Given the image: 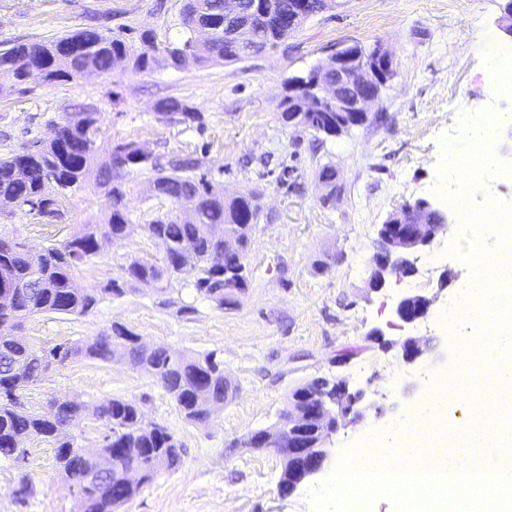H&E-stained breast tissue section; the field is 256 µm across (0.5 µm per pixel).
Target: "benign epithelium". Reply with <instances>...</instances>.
I'll list each match as a JSON object with an SVG mask.
<instances>
[{"label":"benign epithelium","mask_w":512,"mask_h":512,"mask_svg":"<svg viewBox=\"0 0 512 512\" xmlns=\"http://www.w3.org/2000/svg\"><path fill=\"white\" fill-rule=\"evenodd\" d=\"M327 67L336 69L337 76L354 78L361 84L377 80L385 86L395 76L390 59L372 65L352 45L332 53ZM377 98L376 94L356 95L345 105L346 97L338 92L336 111L366 112ZM411 208L418 215L414 223L406 222L401 212L395 210L378 229L369 279V288L375 292L384 288L393 276L415 273L419 256L432 246L445 225L452 223L451 215L431 199L420 198ZM433 304L434 298L411 293L400 298L395 313L404 323L412 324L426 318ZM429 351L428 346L415 338H407L400 344L401 358L407 363L421 360ZM296 390L294 402L288 405V415L276 425V432L266 430L258 438L259 447L273 448L288 460L290 492L322 470L329 459V435L349 424L367 420L376 408V403L364 400L362 392L350 391L345 379L330 391L308 383L297 386Z\"/></svg>","instance_id":"7a95c632"}]
</instances>
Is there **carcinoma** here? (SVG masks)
I'll use <instances>...</instances> for the list:
<instances>
[{
    "instance_id": "cac0c4a2",
    "label": "carcinoma",
    "mask_w": 512,
    "mask_h": 512,
    "mask_svg": "<svg viewBox=\"0 0 512 512\" xmlns=\"http://www.w3.org/2000/svg\"><path fill=\"white\" fill-rule=\"evenodd\" d=\"M183 37L159 49L154 35H141L140 46L96 27L39 43H15L0 49V78L17 88L37 71L47 84L69 80L87 72L108 73L121 63L144 72L165 63L181 67L192 60L204 64L238 61L259 53L295 33L306 19L327 8L328 0H307L303 18L290 19L298 0H238L251 13L233 18L225 12L227 0H182ZM284 83L278 102L283 122L301 112L304 125L316 131L336 118V104L314 97L311 86ZM159 119L170 124L202 125L201 113L177 99L157 106ZM98 113L68 112L57 124L56 135L46 143L34 142L0 155V211H20L32 219L52 223L62 218L67 191L97 165L95 188L104 191V222L84 224L67 239L47 247L33 258L15 244L0 239V290L14 292L9 311L0 310V459H15L16 443L30 438L48 439L56 448L61 474L69 487L93 485L83 512H118L158 473L176 469L183 457V442L166 428L144 420L132 399L112 398L86 403L68 398L51 401V411L24 407L23 391L42 381L55 366L75 357L108 362L118 356L151 376L193 424L211 421L224 407L229 385L216 354L196 356L163 347H146L140 337L121 324L81 345L56 344L52 359L42 358L15 337L24 321L45 314H86L106 295L121 297L136 283L160 287L167 295L162 304L177 316L194 307L172 296L174 281L189 275L196 292L224 309L236 304V292L247 288L246 265H231L224 258L228 243L238 245L245 259L252 229L259 220L253 191L232 198L214 191L209 173L190 156H173L166 163L143 161V151L131 141L112 144L106 159L96 155ZM150 176L156 198L171 204L146 224L131 219L126 198L129 182ZM326 189L324 202L336 198V171L329 165L318 170ZM142 232L162 252L161 262L132 258L121 279H112L99 294L75 288L72 271L100 254L115 239ZM89 415L108 428L100 452L82 455L67 435L79 417Z\"/></svg>"
}]
</instances>
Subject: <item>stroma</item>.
<instances>
[{
  "mask_svg": "<svg viewBox=\"0 0 512 512\" xmlns=\"http://www.w3.org/2000/svg\"><path fill=\"white\" fill-rule=\"evenodd\" d=\"M503 5L504 0H467L465 9L454 11L448 0H334L287 40L241 61L160 65L148 72L121 65L106 75L52 85L35 74L26 91H0V154L50 140L65 113L90 106L100 115L99 153L113 142L133 141L164 160L189 155L225 195L248 189L259 194L248 286L236 307L218 309L196 294L186 276L179 283L182 298L195 309L187 317L163 310L155 286L142 285L105 298L87 315H39L24 326V336L37 347L80 344L119 323L146 345L214 352L223 359L232 397L205 425L185 420L152 377L122 359L77 357L26 390L25 403L34 409L53 397L133 399L146 420L182 440L186 454L180 467L157 474L120 512H309L307 486L281 495V457L245 445L252 432L275 427L293 388L339 376L351 388L383 396L381 415L330 436L331 472L370 428L391 436L392 424L426 397L431 378L452 371L449 362H403L398 346L406 338L443 347L451 336L424 319L403 323L395 306L409 284L434 295L436 306L447 304L470 275L456 237L436 238L435 247L448 249L437 268L418 270L405 285L390 279L378 292L368 288L370 258L391 212L434 198L442 141L455 138L461 111L491 94L487 62L472 46V23L480 21L486 40L512 49V36L500 21ZM180 7L181 0H0V48L100 25L130 42L150 31L163 44L182 36ZM349 44L380 45L396 69L390 88L370 106L369 120L338 138L286 125L277 108L286 79L306 75ZM165 98L202 112L203 126L158 120L156 105ZM325 164L343 187L329 203L322 201L317 181ZM94 182L90 174L71 188L65 216L54 224L0 212V238L36 254L80 225L103 221L106 201ZM159 256L156 245L138 233L79 265L73 282L94 293L121 276L127 259ZM395 373L404 385L387 391ZM413 381L417 389L405 391ZM24 445L26 465L0 460V512H76L51 443L30 438ZM24 475L34 492L21 505L13 490Z\"/></svg>",
  "mask_w": 512,
  "mask_h": 512,
  "instance_id": "1",
  "label": "stroma"
}]
</instances>
